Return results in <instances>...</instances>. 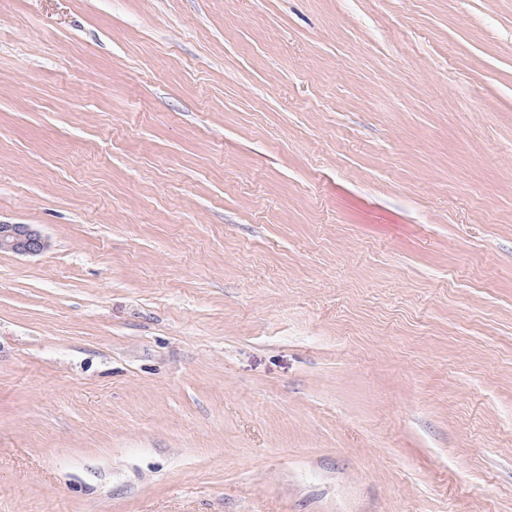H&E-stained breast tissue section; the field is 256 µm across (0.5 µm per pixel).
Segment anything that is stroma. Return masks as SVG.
<instances>
[{
	"label": "stroma",
	"instance_id": "obj_1",
	"mask_svg": "<svg viewBox=\"0 0 512 512\" xmlns=\"http://www.w3.org/2000/svg\"><path fill=\"white\" fill-rule=\"evenodd\" d=\"M0 512H512V0H0ZM47 243L31 224L0 223V250L18 255L38 254Z\"/></svg>",
	"mask_w": 512,
	"mask_h": 512
}]
</instances>
